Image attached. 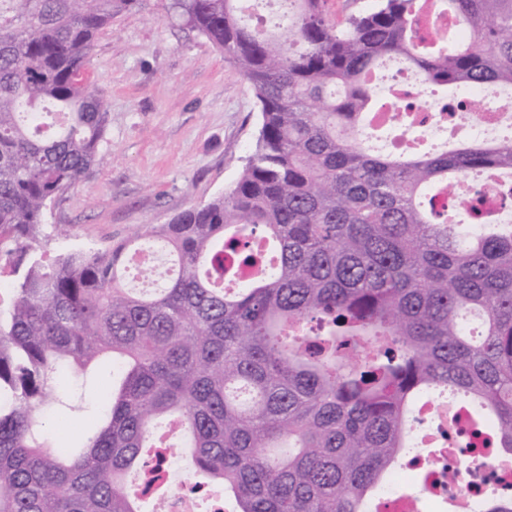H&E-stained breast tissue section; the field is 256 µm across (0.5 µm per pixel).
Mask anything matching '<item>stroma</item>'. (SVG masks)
<instances>
[{
    "mask_svg": "<svg viewBox=\"0 0 512 512\" xmlns=\"http://www.w3.org/2000/svg\"><path fill=\"white\" fill-rule=\"evenodd\" d=\"M165 4L141 0L97 38L85 71L106 102L105 140L88 177L46 209L45 224L70 231L50 254L109 248L142 225L169 223L223 194L245 163L258 127L250 84ZM106 387L96 370L56 386L48 437L80 442Z\"/></svg>",
    "mask_w": 512,
    "mask_h": 512,
    "instance_id": "stroma-1",
    "label": "stroma"
}]
</instances>
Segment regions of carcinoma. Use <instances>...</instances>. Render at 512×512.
<instances>
[{"mask_svg": "<svg viewBox=\"0 0 512 512\" xmlns=\"http://www.w3.org/2000/svg\"><path fill=\"white\" fill-rule=\"evenodd\" d=\"M141 0H0V512H140L127 486L157 421L235 512H370L407 460L419 400L453 397L512 469V224L437 220L436 196L512 174V136L443 152L367 145L369 77L400 58L425 85L512 87V0H377L345 22L283 0L257 27L242 0H171L254 91L257 135L210 202L130 243L72 249L47 203L83 182L108 113L84 76L98 33ZM458 19L441 41L413 23ZM50 104L63 121H39ZM272 244L260 251L254 233ZM160 244L172 272L129 288L128 252ZM256 268L247 281L241 266ZM237 288L227 292L224 281ZM110 356L104 422L81 451L42 442L51 382ZM481 512L512 496L478 487Z\"/></svg>", "mask_w": 512, "mask_h": 512, "instance_id": "carcinoma-1", "label": "carcinoma"}]
</instances>
